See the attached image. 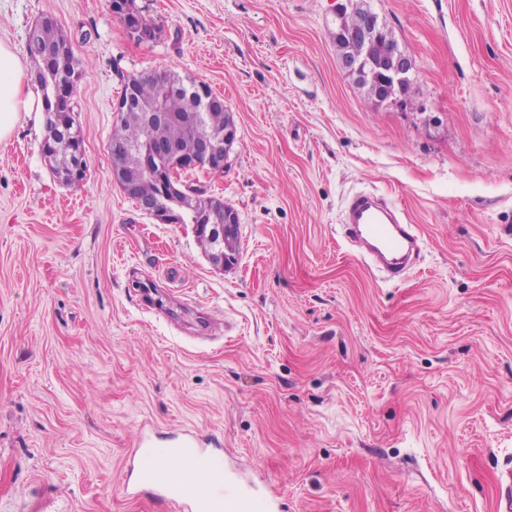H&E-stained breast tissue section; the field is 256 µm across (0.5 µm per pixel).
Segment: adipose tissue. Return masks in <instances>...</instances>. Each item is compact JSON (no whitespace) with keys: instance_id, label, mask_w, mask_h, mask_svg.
<instances>
[{"instance_id":"obj_1","label":"adipose tissue","mask_w":512,"mask_h":512,"mask_svg":"<svg viewBox=\"0 0 512 512\" xmlns=\"http://www.w3.org/2000/svg\"><path fill=\"white\" fill-rule=\"evenodd\" d=\"M35 110L32 76L18 56L0 44V141Z\"/></svg>"}]
</instances>
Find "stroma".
I'll return each instance as SVG.
<instances>
[{
    "instance_id": "35a3bbf8",
    "label": "stroma",
    "mask_w": 512,
    "mask_h": 512,
    "mask_svg": "<svg viewBox=\"0 0 512 512\" xmlns=\"http://www.w3.org/2000/svg\"><path fill=\"white\" fill-rule=\"evenodd\" d=\"M417 70L415 106L341 67L335 0H0L29 62L68 36L86 180L49 170L42 123L0 142V512H176L121 477L182 431L260 471L284 512H498L512 467V0H368ZM172 69L237 125L195 185L240 217L217 267L111 180L118 72ZM402 203L424 239L381 283L345 246L344 200ZM33 37V45L27 40V53L34 62L36 68L43 66L42 60L39 57L43 52L47 50H54L59 48L63 43L69 41L64 34L63 30L57 23V21H48L38 26H35ZM45 70H50L51 73L45 84L39 85L41 92L42 108L48 113L53 109V103L51 101L52 85L60 80L70 81L77 87V82L80 77L78 70V62L74 57L71 46L64 55L55 58L51 63H47L44 67Z\"/></svg>"
}]
</instances>
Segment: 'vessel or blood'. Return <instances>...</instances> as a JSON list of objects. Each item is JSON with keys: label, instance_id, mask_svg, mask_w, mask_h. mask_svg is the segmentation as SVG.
Here are the masks:
<instances>
[{"label": "vessel or blood", "instance_id": "vessel-or-blood-1", "mask_svg": "<svg viewBox=\"0 0 512 512\" xmlns=\"http://www.w3.org/2000/svg\"><path fill=\"white\" fill-rule=\"evenodd\" d=\"M340 228L345 243L384 282L395 284L405 278L419 250V235L397 203L372 190L350 193ZM177 450L192 462L182 475H174L163 464L166 449H145L137 467L124 471V489L134 495L145 489L161 493L178 503L181 512H282L281 502L264 495L256 480L225 472L195 435L184 434Z\"/></svg>", "mask_w": 512, "mask_h": 512}]
</instances>
